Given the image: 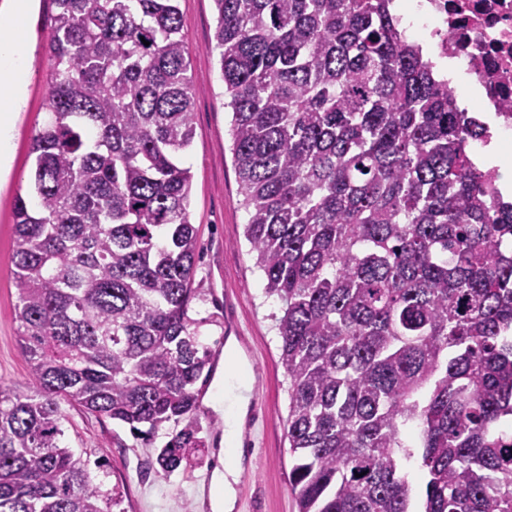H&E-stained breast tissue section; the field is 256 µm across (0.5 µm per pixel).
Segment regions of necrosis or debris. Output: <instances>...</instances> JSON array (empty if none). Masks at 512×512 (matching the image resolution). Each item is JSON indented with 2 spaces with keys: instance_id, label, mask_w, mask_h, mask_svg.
Instances as JSON below:
<instances>
[{
  "instance_id": "obj_1",
  "label": "necrosis or debris",
  "mask_w": 512,
  "mask_h": 512,
  "mask_svg": "<svg viewBox=\"0 0 512 512\" xmlns=\"http://www.w3.org/2000/svg\"><path fill=\"white\" fill-rule=\"evenodd\" d=\"M407 31L453 68L455 96L471 100V150L499 183L493 156L512 149V0H402Z\"/></svg>"
}]
</instances>
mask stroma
I'll return each instance as SVG.
<instances>
[{
    "label": "stroma",
    "instance_id": "stroma-1",
    "mask_svg": "<svg viewBox=\"0 0 512 512\" xmlns=\"http://www.w3.org/2000/svg\"><path fill=\"white\" fill-rule=\"evenodd\" d=\"M179 7L190 75L198 90L195 138L183 157L192 175L190 220L199 247L194 285L201 296L190 316L200 322L202 341L217 353L195 411L205 446L187 466L166 477L155 464L164 435L147 443L134 439L118 422L72 408L66 438L85 445L88 468L105 488L119 489L123 512H212L210 483L224 445V415L211 401L228 368L227 342L232 339L252 373L249 416L241 432L249 460L236 484L235 512H298L288 482V394L274 321L280 304L266 296L263 274L244 235L247 214L233 161L232 114L224 105L214 48L215 6L213 0H179ZM53 14L51 0H33L25 24L30 46L27 103L15 122L10 168L0 174V386L20 392L29 387V370L19 345L13 204L17 195L30 193L32 139L46 118Z\"/></svg>",
    "mask_w": 512,
    "mask_h": 512
}]
</instances>
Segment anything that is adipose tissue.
<instances>
[{
    "instance_id": "adipose-tissue-1",
    "label": "adipose tissue",
    "mask_w": 512,
    "mask_h": 512,
    "mask_svg": "<svg viewBox=\"0 0 512 512\" xmlns=\"http://www.w3.org/2000/svg\"><path fill=\"white\" fill-rule=\"evenodd\" d=\"M8 20L0 19V171H7L11 152L14 115L25 106L29 70V50L21 22L30 10V0H7ZM243 363H235L224 376V389L231 395L232 407L224 428V446L218 454L211 485L213 512H234L235 485L245 462L239 446L242 426L248 415L249 399Z\"/></svg>"
}]
</instances>
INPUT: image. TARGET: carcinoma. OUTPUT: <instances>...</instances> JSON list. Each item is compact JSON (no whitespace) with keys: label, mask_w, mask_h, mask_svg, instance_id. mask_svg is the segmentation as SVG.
<instances>
[{"label":"carcinoma","mask_w":512,"mask_h":512,"mask_svg":"<svg viewBox=\"0 0 512 512\" xmlns=\"http://www.w3.org/2000/svg\"><path fill=\"white\" fill-rule=\"evenodd\" d=\"M34 198L14 202L26 393L0 387V512H112L65 407L134 438L191 417L197 94L178 0H52ZM233 159L288 383L299 512H512V213L393 0H214ZM148 44H143V41Z\"/></svg>","instance_id":"carcinoma-1"}]
</instances>
